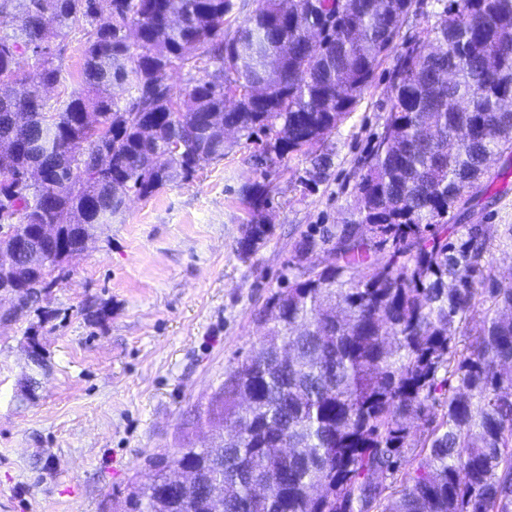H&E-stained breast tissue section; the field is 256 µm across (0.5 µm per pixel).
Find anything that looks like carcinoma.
I'll list each match as a JSON object with an SVG mask.
<instances>
[{
  "label": "carcinoma",
  "instance_id": "obj_1",
  "mask_svg": "<svg viewBox=\"0 0 512 512\" xmlns=\"http://www.w3.org/2000/svg\"><path fill=\"white\" fill-rule=\"evenodd\" d=\"M0 0V196L31 167L47 173L34 194L0 199V235L24 234L51 255L37 226L56 224L65 246L85 249L127 197L187 181L224 156L225 132H275L272 150L304 157L300 183L328 180L333 153L313 147L355 109L391 50L414 0H261L233 33L232 0ZM86 39L78 88L55 38ZM27 57L37 83L19 69ZM217 63L225 78L183 90L173 72ZM130 92L120 106L116 91ZM512 0H452L394 70L384 131L355 184V219L293 246L300 273L268 298L261 349L227 372L209 419L239 432L224 448H178L154 462L194 471L179 489L142 485L122 512H512V285L495 277L497 244L512 225L466 224L448 237V213L487 193V161L512 151ZM269 185L245 190L253 213L238 241L249 258L269 232ZM329 247L332 262L306 265ZM17 260L19 304L47 285ZM360 276L351 277V271ZM477 326L470 327L471 322ZM441 417L431 416L434 405ZM428 431L401 470L409 419ZM403 472L394 492L383 478Z\"/></svg>",
  "mask_w": 512,
  "mask_h": 512
}]
</instances>
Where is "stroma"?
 Returning <instances> with one entry per match:
<instances>
[{
  "mask_svg": "<svg viewBox=\"0 0 512 512\" xmlns=\"http://www.w3.org/2000/svg\"><path fill=\"white\" fill-rule=\"evenodd\" d=\"M440 10L415 0L396 50L424 37ZM396 50L328 138L334 166L319 188L301 185L296 156L255 171L249 158L267 135L231 137L191 180L133 198L61 264L42 301L0 323V512H113L131 483L150 481L157 455L208 442L200 416L227 367L258 349L259 314L290 274L294 242L353 218L361 161L386 123ZM260 180L272 189L271 231L244 260L236 247L251 214L241 192ZM506 183L507 195L451 211L449 226L512 224V176ZM31 336L45 370L27 356Z\"/></svg>",
  "mask_w": 512,
  "mask_h": 512,
  "instance_id": "1",
  "label": "stroma"
}]
</instances>
